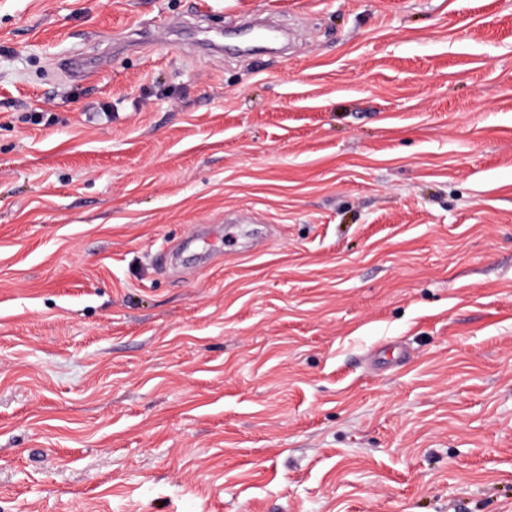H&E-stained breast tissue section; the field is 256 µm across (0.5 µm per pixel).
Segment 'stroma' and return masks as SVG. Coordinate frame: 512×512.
Listing matches in <instances>:
<instances>
[{
    "label": "stroma",
    "instance_id": "1",
    "mask_svg": "<svg viewBox=\"0 0 512 512\" xmlns=\"http://www.w3.org/2000/svg\"><path fill=\"white\" fill-rule=\"evenodd\" d=\"M0 512H512V0H0Z\"/></svg>",
    "mask_w": 512,
    "mask_h": 512
}]
</instances>
